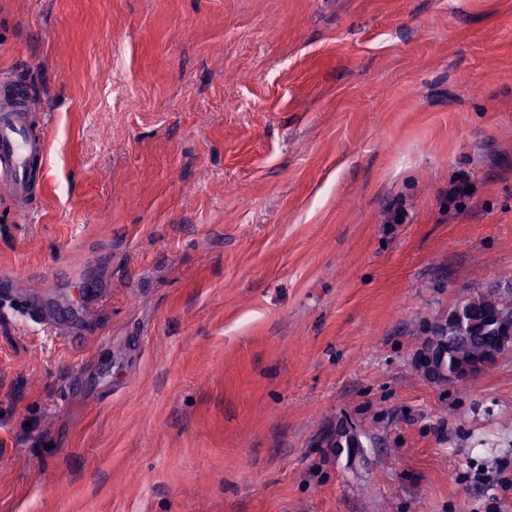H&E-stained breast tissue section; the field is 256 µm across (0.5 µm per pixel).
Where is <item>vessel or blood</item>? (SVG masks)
I'll return each instance as SVG.
<instances>
[{
    "label": "vessel or blood",
    "instance_id": "vessel-or-blood-1",
    "mask_svg": "<svg viewBox=\"0 0 512 512\" xmlns=\"http://www.w3.org/2000/svg\"><path fill=\"white\" fill-rule=\"evenodd\" d=\"M33 99V91L12 75L0 77V191L21 205L31 201L47 160V136L31 128ZM51 279L68 289L73 302L82 308H89L101 297L100 290L88 287L82 276L56 272ZM54 299L51 288L26 293L24 315L60 339L70 340L74 319L61 314Z\"/></svg>",
    "mask_w": 512,
    "mask_h": 512
}]
</instances>
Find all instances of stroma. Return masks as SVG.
<instances>
[{
  "label": "stroma",
  "instance_id": "stroma-1",
  "mask_svg": "<svg viewBox=\"0 0 512 512\" xmlns=\"http://www.w3.org/2000/svg\"><path fill=\"white\" fill-rule=\"evenodd\" d=\"M4 72L48 155L0 275L105 298L0 301V512H512L459 478L512 482V349L414 365L512 296V0H0ZM61 281L62 288L69 291L70 297L75 304L87 309L95 304L102 296L101 291L96 288H88L83 277L73 273L65 275L60 272H55L51 275V282L53 286ZM55 289L41 288L25 294L24 316L58 338L69 341L74 328L73 315L65 316L54 306ZM458 307L474 312L487 322L478 331L477 336H472L471 339L449 338L447 356L440 361L442 367L448 369V366H455L458 350L461 346L468 348L472 353L482 354L484 349L499 341L500 331L502 336L512 341V322L502 319L499 330L497 324L490 321L499 310H512V299L506 300L494 289L479 292L457 304L454 310L448 314V320L438 326L431 341L415 354V365L425 376L431 379L442 381L464 380L475 373L478 367H481L480 364L458 366L447 372L436 366V359L439 356L438 350L443 336H448V332H457L458 337L468 336L470 332H475L474 322L470 320V315L465 311L456 309Z\"/></svg>",
  "mask_w": 512,
  "mask_h": 512
}]
</instances>
